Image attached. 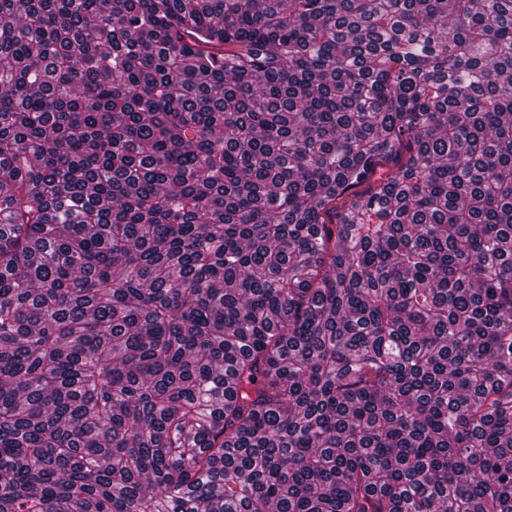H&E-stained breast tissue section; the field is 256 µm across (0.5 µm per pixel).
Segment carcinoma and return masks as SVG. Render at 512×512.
Returning a JSON list of instances; mask_svg holds the SVG:
<instances>
[{
  "mask_svg": "<svg viewBox=\"0 0 512 512\" xmlns=\"http://www.w3.org/2000/svg\"><path fill=\"white\" fill-rule=\"evenodd\" d=\"M0 512H512V0H0Z\"/></svg>",
  "mask_w": 512,
  "mask_h": 512,
  "instance_id": "cac0c4a2",
  "label": "carcinoma"
}]
</instances>
